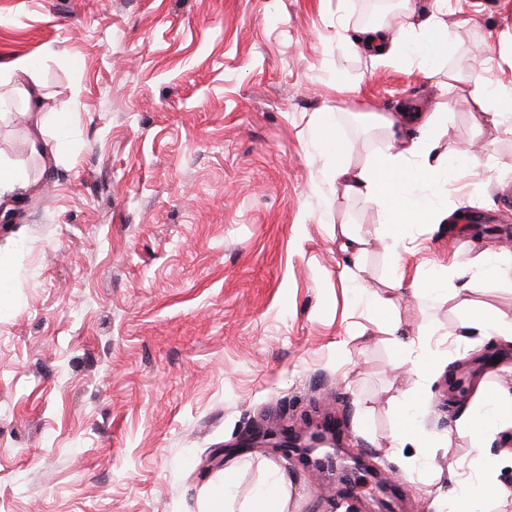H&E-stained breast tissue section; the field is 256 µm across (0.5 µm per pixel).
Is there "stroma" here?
I'll use <instances>...</instances> for the list:
<instances>
[{
    "label": "stroma",
    "instance_id": "stroma-1",
    "mask_svg": "<svg viewBox=\"0 0 512 512\" xmlns=\"http://www.w3.org/2000/svg\"><path fill=\"white\" fill-rule=\"evenodd\" d=\"M367 0H0V65L20 56L51 111L69 114L70 153L42 166L28 148L15 82L0 77V160L33 188L0 223V512H200L199 492L238 467L249 500L271 471L288 512H373L372 479L339 492L327 474L238 442L257 424L341 419L403 499L430 512L478 454L456 430L477 390H512V342L461 339L468 308L512 310V282L454 295L444 270L493 247L512 263V135L478 129L470 100L418 68L375 65L341 45ZM455 65L512 84V0H448ZM448 108V146L485 166L448 186V207L484 221L415 224L399 247L381 215L325 181L324 126L351 157L380 146L358 112ZM368 238L343 251L336 226ZM379 288L402 275L394 345L342 270ZM442 278L418 303L411 290ZM498 357L483 367L486 348ZM439 351L474 394L448 406ZM446 437L429 462L393 448L405 401Z\"/></svg>",
    "mask_w": 512,
    "mask_h": 512
}]
</instances>
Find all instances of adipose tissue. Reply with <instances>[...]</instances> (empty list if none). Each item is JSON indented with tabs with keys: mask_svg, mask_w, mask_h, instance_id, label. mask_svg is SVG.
Here are the masks:
<instances>
[{
	"mask_svg": "<svg viewBox=\"0 0 512 512\" xmlns=\"http://www.w3.org/2000/svg\"><path fill=\"white\" fill-rule=\"evenodd\" d=\"M399 27L378 22L357 29L355 44L364 45L373 60L382 63L404 62L423 70L428 78L447 91L470 97L476 106L473 122L479 128L512 134V85L496 83L484 70L464 72L449 64L457 44L448 23V10L435 4L424 20H417L415 0H400ZM32 66L26 59L12 62L8 71L23 90L30 117L29 150L45 163L57 162L70 147L71 123L56 116L53 139L44 136L47 119L46 98L37 83L28 79ZM386 137L382 147L366 162L356 163L345 148L325 169L326 181L340 197L365 200L384 217L376 231L392 245L402 243L412 224H445L451 212L434 198L449 174H463L482 165L479 155L463 150L441 154L439 146L448 135V115L440 110L421 113L404 107L396 115L377 117ZM419 129L418 136L406 134L407 127ZM449 279L461 280V293L482 288L493 279L512 277V270L501 267L491 251L484 250L469 260L466 267L449 271ZM462 336L493 334L512 342V313L472 309L460 323ZM483 410L462 417L458 433L469 435L476 447H486L498 429L512 427V391L496 390L484 397ZM476 478L449 491L450 512H476L479 500L498 495V471L493 462L477 459Z\"/></svg>",
	"mask_w": 512,
	"mask_h": 512,
	"instance_id": "1",
	"label": "adipose tissue"
}]
</instances>
